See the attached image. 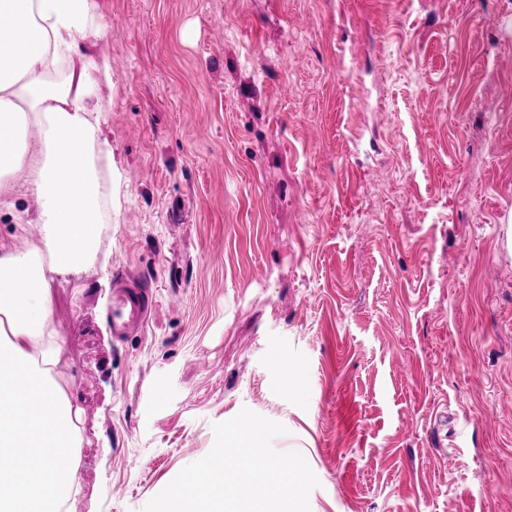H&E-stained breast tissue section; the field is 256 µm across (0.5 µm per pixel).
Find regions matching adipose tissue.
<instances>
[{
	"mask_svg": "<svg viewBox=\"0 0 512 512\" xmlns=\"http://www.w3.org/2000/svg\"><path fill=\"white\" fill-rule=\"evenodd\" d=\"M107 34L89 0H0V199L41 202L44 238L0 252V512H61L79 481L78 412L52 320L56 277L87 273L112 156L96 87L106 63L89 52ZM40 151H30L28 131ZM57 493L47 498L44 484Z\"/></svg>",
	"mask_w": 512,
	"mask_h": 512,
	"instance_id": "obj_1",
	"label": "adipose tissue"
}]
</instances>
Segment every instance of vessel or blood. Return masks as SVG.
Listing matches in <instances>:
<instances>
[{
	"instance_id": "b4317fda",
	"label": "vessel or blood",
	"mask_w": 512,
	"mask_h": 512,
	"mask_svg": "<svg viewBox=\"0 0 512 512\" xmlns=\"http://www.w3.org/2000/svg\"><path fill=\"white\" fill-rule=\"evenodd\" d=\"M153 304V291L144 279L119 274L112 291L113 336L121 339L143 327Z\"/></svg>"
}]
</instances>
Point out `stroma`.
<instances>
[{"label":"stroma","mask_w":512,"mask_h":512,"mask_svg":"<svg viewBox=\"0 0 512 512\" xmlns=\"http://www.w3.org/2000/svg\"><path fill=\"white\" fill-rule=\"evenodd\" d=\"M91 4L118 174L52 286L70 512H143L245 408L310 512H512V0ZM40 210L0 205L1 251ZM122 269L156 305L118 343Z\"/></svg>","instance_id":"obj_1"}]
</instances>
